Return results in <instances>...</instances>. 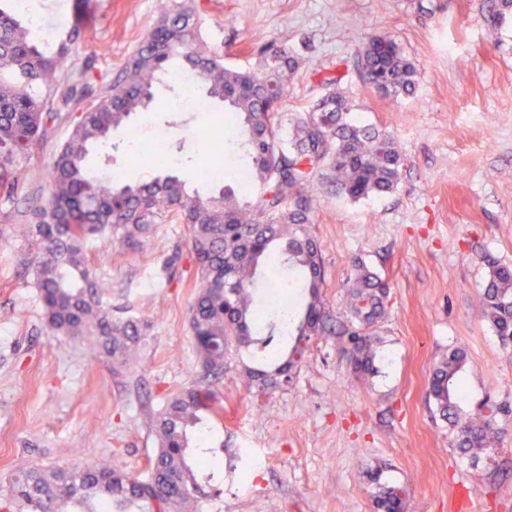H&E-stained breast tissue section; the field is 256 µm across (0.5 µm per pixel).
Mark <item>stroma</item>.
I'll return each mask as SVG.
<instances>
[{
	"mask_svg": "<svg viewBox=\"0 0 512 512\" xmlns=\"http://www.w3.org/2000/svg\"><path fill=\"white\" fill-rule=\"evenodd\" d=\"M178 0H82L87 19L69 47L70 81L112 84L164 9ZM203 40L225 65H255L274 44L299 61L282 102L309 111L329 90L348 98L350 121L386 130L404 158L397 189L353 201L330 187L314 200L311 232L322 248L323 300L349 323L348 286L357 262L387 285L372 329L368 377L351 369L345 337L325 335L288 384L262 393L239 381L260 366L231 353L215 387L223 425L210 438L214 477L201 512H378L381 487L407 493L406 512H512V339L485 318L480 299L491 264L512 267V12L492 27L494 0H197ZM385 32L417 69L413 96L392 100L365 85L358 55L366 34ZM336 77V87L325 77ZM177 89L158 85L147 111L93 149L95 171L139 183L168 172L208 196L202 181L219 140L223 106L176 112ZM69 118L17 161L28 175L0 200V480L19 464L44 470L113 468L146 474L156 450L153 421L165 400L199 371L189 330L194 265L184 225L155 224L141 252L86 245L113 318L150 323L137 368L115 373L86 342L47 336L31 262L35 240L20 218L47 197ZM170 144L166 168L141 173L151 134ZM463 348L459 415L495 402L498 441L471 458L428 398L436 363Z\"/></svg>",
	"mask_w": 512,
	"mask_h": 512,
	"instance_id": "35a3bbf8",
	"label": "stroma"
}]
</instances>
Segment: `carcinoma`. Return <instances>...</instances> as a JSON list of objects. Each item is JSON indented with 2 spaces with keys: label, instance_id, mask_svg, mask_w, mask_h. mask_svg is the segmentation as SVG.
Wrapping results in <instances>:
<instances>
[{
  "label": "carcinoma",
  "instance_id": "cac0c4a2",
  "mask_svg": "<svg viewBox=\"0 0 512 512\" xmlns=\"http://www.w3.org/2000/svg\"><path fill=\"white\" fill-rule=\"evenodd\" d=\"M15 0L0 3V195L11 199L26 180L15 168L43 138L50 98L80 103L91 96L86 85L65 81L62 69L67 48L40 41L32 22L17 17ZM197 6L165 11L128 59L112 87L97 96L98 107L82 114L69 139L57 150L51 189L45 204L33 210L28 225L37 255L34 280L45 314L47 332L74 341H90L120 368L136 367L149 323L114 320L102 304L110 284L91 278L86 243L99 237L131 247L167 217L186 226V244L195 263V297L189 328L200 372L170 397L155 416L157 449L147 475L135 477L98 463L51 471L19 467L0 489V512H200V485L189 458H207L201 446L221 419L210 378L224 373L231 348L266 347L279 331L277 321H259L257 271L276 259L300 278L306 288L303 308L288 317L287 335L295 341L286 357L265 360L267 368H247L243 385L275 388L303 355L308 343L328 332L323 301L321 250L312 236L314 188L329 185L358 201L383 196L399 183L403 156L391 135L351 125L344 116L349 100L330 92L300 116L286 118L281 104L290 76L299 62L288 50L268 47L249 70L224 65L199 38ZM360 76L378 93L409 96L417 70L398 43L387 34H371L359 53ZM178 70L196 73L207 96L236 114L239 147L247 160L251 191L237 197L226 188L203 198L177 176L121 184L89 171V148L103 144L111 131L147 109L153 87ZM386 286L362 263L355 265L349 306L355 326H346L344 348L358 376L369 373L373 358L369 329L384 312ZM485 318L498 335L512 338V270L493 266L484 292ZM467 364L464 350L455 349L434 367L429 397L440 415L456 427V448L475 456L494 444L493 422L500 407L487 404L475 417L460 419L458 375ZM378 512H404L403 491L381 488Z\"/></svg>",
  "mask_w": 512,
  "mask_h": 512
}]
</instances>
